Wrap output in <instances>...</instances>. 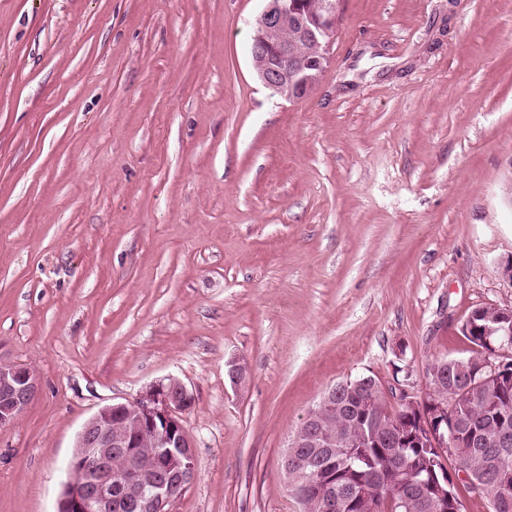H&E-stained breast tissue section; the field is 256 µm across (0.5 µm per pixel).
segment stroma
I'll return each mask as SVG.
<instances>
[{"mask_svg":"<svg viewBox=\"0 0 512 512\" xmlns=\"http://www.w3.org/2000/svg\"><path fill=\"white\" fill-rule=\"evenodd\" d=\"M263 6L0 0V359L41 382L0 512H56L83 422L170 376L173 512H299L280 460L325 390L512 308V0H340L295 102L252 70Z\"/></svg>","mask_w":512,"mask_h":512,"instance_id":"35a3bbf8","label":"stroma"}]
</instances>
